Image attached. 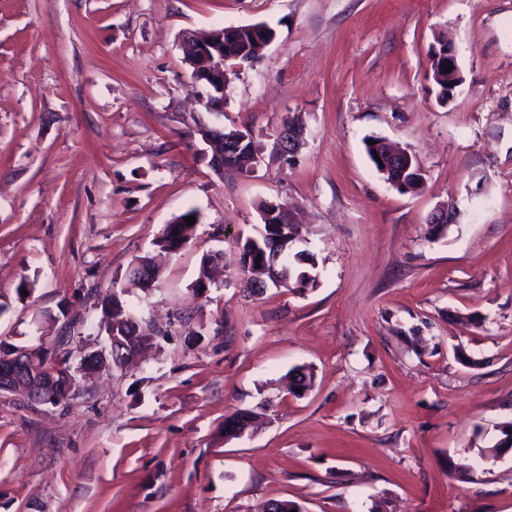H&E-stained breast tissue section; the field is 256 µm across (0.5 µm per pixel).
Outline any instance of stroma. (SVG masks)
Listing matches in <instances>:
<instances>
[{
	"instance_id": "obj_1",
	"label": "stroma",
	"mask_w": 512,
	"mask_h": 512,
	"mask_svg": "<svg viewBox=\"0 0 512 512\" xmlns=\"http://www.w3.org/2000/svg\"><path fill=\"white\" fill-rule=\"evenodd\" d=\"M257 22L260 63L196 102L182 32ZM440 32L463 76L445 106ZM202 125L251 130L256 171L217 176ZM371 137L416 155L420 190L385 180ZM264 201L300 223L315 285L246 289ZM190 210L157 286L131 285ZM214 251L224 284L196 293ZM112 294L155 348L61 406L0 393V512H512V456L478 453L512 421V0H0V339L101 347ZM243 409L261 426L225 437ZM433 44L434 45L430 46L429 53H431L435 47L440 49L448 44L447 52L444 55L447 57L449 64H451V72H447L448 64L447 66H444L442 63H439L437 66L432 65L431 67V80L438 90V99L442 102H446L448 100L447 95H445L448 90V73L458 74L461 76L457 60V52L454 44L448 42L443 35H435ZM276 137L279 150L284 155H294L303 145V129L295 127L289 119L283 122ZM194 216L195 217V224L188 226V224L185 221L186 217ZM198 220V213L197 211L190 210L185 213L180 214L179 216L175 217L174 220L171 222V224H167L164 231L162 232L161 236L155 241V246L158 248V250L161 251H168L169 245L171 243V236H172V228H177L179 234L181 235V241L183 245H186L192 236V233L194 231L196 223ZM197 221V222H196Z\"/></svg>"
}]
</instances>
